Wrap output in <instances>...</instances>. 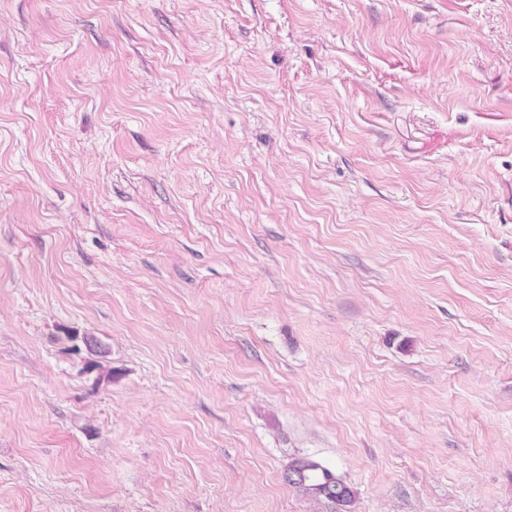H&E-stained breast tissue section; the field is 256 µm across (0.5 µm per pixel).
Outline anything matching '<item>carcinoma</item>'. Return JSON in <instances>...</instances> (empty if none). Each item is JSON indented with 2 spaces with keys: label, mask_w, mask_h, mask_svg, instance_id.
<instances>
[{
  "label": "carcinoma",
  "mask_w": 512,
  "mask_h": 512,
  "mask_svg": "<svg viewBox=\"0 0 512 512\" xmlns=\"http://www.w3.org/2000/svg\"><path fill=\"white\" fill-rule=\"evenodd\" d=\"M288 485L308 496L324 501L331 512H350L355 498L354 490L329 469L308 458L292 461L285 474Z\"/></svg>",
  "instance_id": "obj_1"
}]
</instances>
